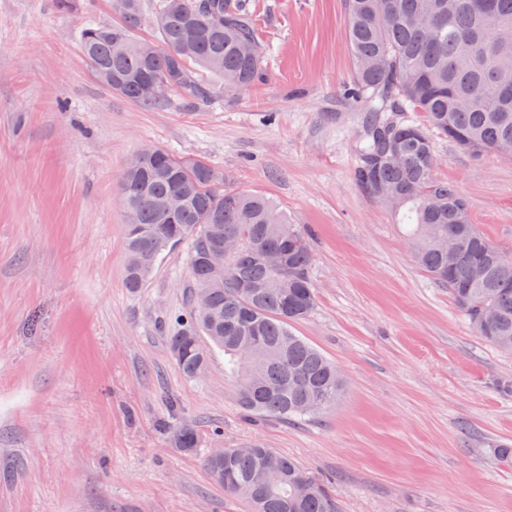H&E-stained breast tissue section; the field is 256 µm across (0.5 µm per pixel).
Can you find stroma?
<instances>
[{
	"label": "stroma",
	"mask_w": 512,
	"mask_h": 512,
	"mask_svg": "<svg viewBox=\"0 0 512 512\" xmlns=\"http://www.w3.org/2000/svg\"><path fill=\"white\" fill-rule=\"evenodd\" d=\"M268 47L231 99L145 108L100 86L79 42L112 0H0V512H250L203 458L260 441L341 512H512V355L477 336L416 265L397 217L354 177L360 107L343 0H249ZM156 146L228 173L307 230L316 307L294 326L342 397L301 423L248 420L214 351L185 377L168 337L190 243L124 286L119 181ZM484 235L512 252V159L437 143ZM198 432L176 448L162 424Z\"/></svg>",
	"instance_id": "1"
}]
</instances>
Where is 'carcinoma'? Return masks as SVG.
<instances>
[{
    "label": "carcinoma",
    "mask_w": 512,
    "mask_h": 512,
    "mask_svg": "<svg viewBox=\"0 0 512 512\" xmlns=\"http://www.w3.org/2000/svg\"><path fill=\"white\" fill-rule=\"evenodd\" d=\"M345 0L346 41L354 60L347 95L362 104L355 177L374 199L396 195L388 208L408 227L419 268L448 288L477 335L512 352V265L501 248L472 224L470 204L457 185L435 175L434 137L453 141L475 158L512 144V41H495L512 27V0ZM117 25L86 24L80 45L91 74L114 94L144 107L175 93L210 100L198 67L237 94L265 75L263 41L242 0H122ZM149 25L155 38L136 37ZM165 82L169 95L149 98L147 83ZM422 112L426 124L411 113ZM181 195L177 212L168 203ZM126 220L125 285L141 288L157 258L192 244L193 292L168 338L188 378L208 368L211 349L224 352V371L239 380L238 401L250 419L306 421L330 408L344 383L317 347L293 325L315 309L309 234L270 199L230 186V176L198 159L161 148L126 165L120 181ZM238 245L224 256V281L211 280L210 260L225 237ZM456 242L454 258L441 242ZM284 254L287 276L277 278L263 259L266 247ZM175 447H199L196 430L171 432ZM253 451L224 449L204 465L231 496L252 512H337L336 500L298 462L261 443Z\"/></svg>",
    "instance_id": "carcinoma-1"
}]
</instances>
